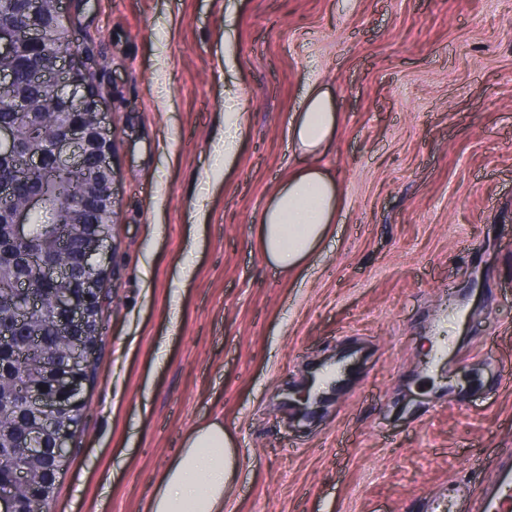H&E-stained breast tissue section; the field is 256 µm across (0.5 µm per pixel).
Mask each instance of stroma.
I'll use <instances>...</instances> for the list:
<instances>
[{
	"instance_id": "stroma-1",
	"label": "stroma",
	"mask_w": 512,
	"mask_h": 512,
	"mask_svg": "<svg viewBox=\"0 0 512 512\" xmlns=\"http://www.w3.org/2000/svg\"><path fill=\"white\" fill-rule=\"evenodd\" d=\"M65 6L115 131L113 251L54 512H146L205 418L234 444L224 512H408L512 456V0ZM228 86L252 113L229 169ZM313 89L338 133L305 157ZM306 166L340 203L285 273L259 218ZM321 364L350 392L302 415Z\"/></svg>"
}]
</instances>
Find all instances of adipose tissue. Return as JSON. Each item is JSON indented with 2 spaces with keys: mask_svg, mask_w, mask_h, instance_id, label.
<instances>
[{
  "mask_svg": "<svg viewBox=\"0 0 512 512\" xmlns=\"http://www.w3.org/2000/svg\"><path fill=\"white\" fill-rule=\"evenodd\" d=\"M224 161L232 163L248 130L250 112L241 90L225 88ZM337 131L336 115L323 93H309L288 135L294 147L313 155ZM338 205L335 182L323 172L295 171L276 190L261 213L258 237L265 257L290 271L324 238ZM229 439L219 421L197 424L186 436L176 458L164 470L151 495L147 512H224V490L234 466Z\"/></svg>",
  "mask_w": 512,
  "mask_h": 512,
  "instance_id": "adipose-tissue-1",
  "label": "adipose tissue"
}]
</instances>
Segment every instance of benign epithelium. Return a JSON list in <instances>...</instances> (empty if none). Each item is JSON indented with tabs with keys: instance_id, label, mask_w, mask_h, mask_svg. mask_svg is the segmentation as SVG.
Masks as SVG:
<instances>
[{
	"instance_id": "7a95c632",
	"label": "benign epithelium",
	"mask_w": 512,
	"mask_h": 512,
	"mask_svg": "<svg viewBox=\"0 0 512 512\" xmlns=\"http://www.w3.org/2000/svg\"><path fill=\"white\" fill-rule=\"evenodd\" d=\"M31 25L24 28L0 26V101L12 102L24 95L16 87V71L28 55L41 50L50 40L56 22H69L63 0H27ZM74 31L57 50L52 69L31 73L34 87L47 96L29 98L19 112L56 114L59 129L47 131L37 124L21 121L0 124V159L23 153V164L17 176L39 175L42 180L72 177L77 179L75 198L57 207L48 226V248L54 259L34 258L33 275L47 288L52 307L46 298L36 294L26 279H13L19 318L27 319L41 313L55 321V338L69 346V367L56 377V391L48 393L34 386L18 392L19 403L36 411L45 429L52 432L54 458L60 465L68 460V441L73 429L69 418L80 414L79 397L84 371L90 366L96 347L98 323V287L102 278L101 258L113 248L111 236L84 233L85 213L112 208L113 170L108 161L110 139L101 125L97 94L92 87L90 71L78 66L74 58L79 52ZM44 193H35L12 201L7 208L8 221L16 241L30 239L31 217L44 211ZM84 241L83 265L86 275L79 287L68 288L72 265L67 260L72 244ZM27 486V476L21 474L10 483H0V512H15L18 488Z\"/></svg>"
}]
</instances>
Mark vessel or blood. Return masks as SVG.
Wrapping results in <instances>:
<instances>
[{"label":"vessel or blood","mask_w":512,"mask_h":512,"mask_svg":"<svg viewBox=\"0 0 512 512\" xmlns=\"http://www.w3.org/2000/svg\"><path fill=\"white\" fill-rule=\"evenodd\" d=\"M413 512H512V462L499 460L479 484L449 483L445 491L425 498Z\"/></svg>","instance_id":"b4317fda"}]
</instances>
